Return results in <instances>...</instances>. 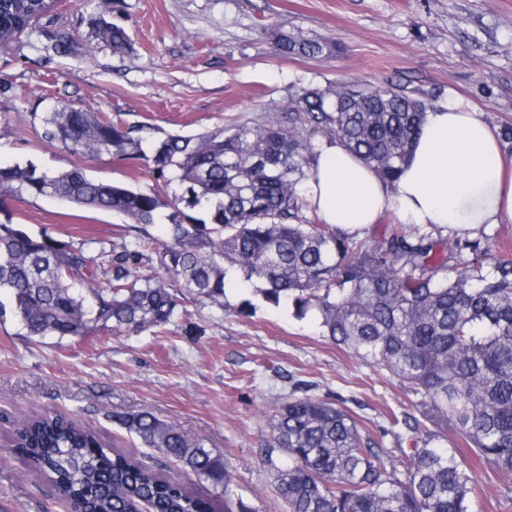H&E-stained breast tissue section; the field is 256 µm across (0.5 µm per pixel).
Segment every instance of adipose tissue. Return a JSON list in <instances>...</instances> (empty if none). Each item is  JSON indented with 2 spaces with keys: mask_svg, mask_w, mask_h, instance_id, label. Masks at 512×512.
<instances>
[{
  "mask_svg": "<svg viewBox=\"0 0 512 512\" xmlns=\"http://www.w3.org/2000/svg\"><path fill=\"white\" fill-rule=\"evenodd\" d=\"M303 193L322 223L351 233L387 213L402 224L482 229L512 223V158L479 112L450 98L428 111L394 182L325 141Z\"/></svg>",
  "mask_w": 512,
  "mask_h": 512,
  "instance_id": "1",
  "label": "adipose tissue"
}]
</instances>
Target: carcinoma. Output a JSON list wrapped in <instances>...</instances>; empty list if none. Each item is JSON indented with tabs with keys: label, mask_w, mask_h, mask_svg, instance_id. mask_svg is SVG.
Wrapping results in <instances>:
<instances>
[{
	"label": "carcinoma",
	"mask_w": 512,
	"mask_h": 512,
	"mask_svg": "<svg viewBox=\"0 0 512 512\" xmlns=\"http://www.w3.org/2000/svg\"><path fill=\"white\" fill-rule=\"evenodd\" d=\"M47 0H0V46L33 32ZM98 38L123 50L126 30L98 18ZM286 54H335L337 43L283 28ZM430 104L407 87L338 85L303 89L288 124L268 121L197 136L173 134L152 149L148 173L185 186L168 200L110 184L84 168L61 173L0 164V192L49 196L77 207L128 217L142 235L123 250L75 247L17 224L0 223V289L27 334L42 338L164 328L179 296L152 275L157 263L180 291L223 304L228 283L259 281L275 305L290 298L301 315L320 312L323 335L398 378L427 408L435 426L412 449L405 479L386 451L361 434L336 402L295 387L269 419L264 463L288 512H474L482 472L440 444L448 429L477 456L512 479V261L486 262L481 241L457 240L436 252L432 232L402 224L371 246L309 216L301 183L314 144L310 130L341 142L384 179L394 180ZM44 139L77 155L142 156L143 137L105 112L59 104L43 118ZM208 211L191 219L179 204ZM170 208L168 240L145 233ZM454 259L448 264V259ZM87 280L92 300L76 291ZM182 474L213 485L229 500L224 459L149 410L118 417ZM15 444L80 512H217L212 500L149 464L109 448L100 435L60 414L24 416Z\"/></svg>",
	"instance_id": "cac0c4a2"
}]
</instances>
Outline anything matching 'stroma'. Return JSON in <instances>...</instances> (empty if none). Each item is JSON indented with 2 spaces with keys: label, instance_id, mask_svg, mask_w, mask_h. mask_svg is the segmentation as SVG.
Masks as SVG:
<instances>
[{
  "label": "stroma",
  "instance_id": "stroma-1",
  "mask_svg": "<svg viewBox=\"0 0 512 512\" xmlns=\"http://www.w3.org/2000/svg\"><path fill=\"white\" fill-rule=\"evenodd\" d=\"M125 28L131 47L97 39L98 15ZM285 26L335 40L329 58L284 55ZM65 31L75 54L47 51ZM405 85L432 104L455 97L495 129L512 126V0H59L32 36L0 47V163L64 172L148 191L144 161L86 158L43 137L60 103L103 110L146 138L199 135L287 121L303 88ZM0 222L72 244L121 250L128 221L49 197L0 195ZM331 398L405 475L424 421L421 398L374 362L322 335L317 312L264 301L255 284L228 289L225 305L182 298L165 329L31 340L13 313L0 315V512H68L67 504L12 446L17 418L57 412L143 456L117 421L147 409L223 458L232 512H285L263 462L267 422L294 383Z\"/></svg>",
  "mask_w": 512,
  "mask_h": 512
}]
</instances>
